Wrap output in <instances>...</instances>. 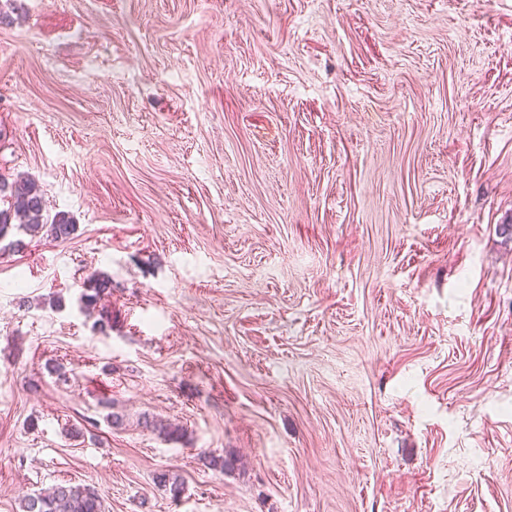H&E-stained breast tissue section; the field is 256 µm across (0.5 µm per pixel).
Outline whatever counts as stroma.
Listing matches in <instances>:
<instances>
[{"label":"stroma","instance_id":"stroma-1","mask_svg":"<svg viewBox=\"0 0 512 512\" xmlns=\"http://www.w3.org/2000/svg\"><path fill=\"white\" fill-rule=\"evenodd\" d=\"M0 12V512H512V0ZM0 196L7 203L0 209V241L17 230L30 237L46 231L53 240L65 242L76 231V224L66 212H57L50 219L43 190L33 179L20 177L11 183L0 179ZM89 288L80 297L81 303L89 310L94 309L98 301L112 292V280L101 273L92 275L89 279ZM23 512H105L100 495L81 484H58L48 492L27 496Z\"/></svg>","mask_w":512,"mask_h":512}]
</instances>
